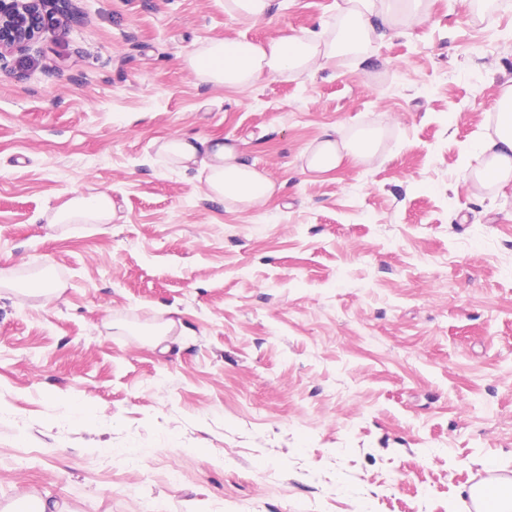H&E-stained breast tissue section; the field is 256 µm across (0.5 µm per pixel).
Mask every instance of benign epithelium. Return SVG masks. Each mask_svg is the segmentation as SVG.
Here are the masks:
<instances>
[{
    "instance_id": "obj_1",
    "label": "benign epithelium",
    "mask_w": 512,
    "mask_h": 512,
    "mask_svg": "<svg viewBox=\"0 0 512 512\" xmlns=\"http://www.w3.org/2000/svg\"><path fill=\"white\" fill-rule=\"evenodd\" d=\"M70 0H0V57L37 40L67 17Z\"/></svg>"
}]
</instances>
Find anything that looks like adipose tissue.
Segmentation results:
<instances>
[{
	"instance_id": "adipose-tissue-1",
	"label": "adipose tissue",
	"mask_w": 512,
	"mask_h": 512,
	"mask_svg": "<svg viewBox=\"0 0 512 512\" xmlns=\"http://www.w3.org/2000/svg\"><path fill=\"white\" fill-rule=\"evenodd\" d=\"M429 14V0H344L337 27L285 33L266 41L212 39L188 53L183 63L200 82L213 86H246L264 77L295 79L336 66L348 57H365L368 47L398 23L420 25ZM380 142L376 129L342 140L330 129L308 147L305 164L311 172L331 173L347 161H369ZM157 154L183 171L203 175L212 199L241 211L257 207L276 192L275 183L235 143L183 134L158 142ZM480 154L481 180L503 187L512 184V85L505 88L497 104L494 130L485 138ZM113 208L109 193L76 195L57 210L54 221L107 224Z\"/></svg>"
}]
</instances>
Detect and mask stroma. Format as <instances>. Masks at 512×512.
<instances>
[{
	"label": "stroma",
	"instance_id": "obj_1",
	"mask_svg": "<svg viewBox=\"0 0 512 512\" xmlns=\"http://www.w3.org/2000/svg\"><path fill=\"white\" fill-rule=\"evenodd\" d=\"M342 3L244 25L224 0H72L0 58V512H470L487 461L512 483V185L471 189L512 0H432L368 62L289 81L182 64ZM330 128L380 130L372 163L303 170ZM180 133L239 142L280 191L211 200L156 155ZM102 191L112 223H53Z\"/></svg>",
	"mask_w": 512,
	"mask_h": 512
}]
</instances>
